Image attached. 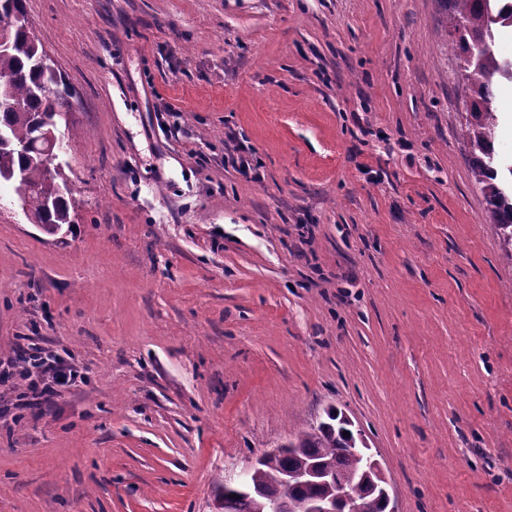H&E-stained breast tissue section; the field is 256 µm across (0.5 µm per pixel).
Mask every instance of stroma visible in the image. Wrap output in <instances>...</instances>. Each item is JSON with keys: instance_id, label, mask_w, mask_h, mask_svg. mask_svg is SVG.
I'll use <instances>...</instances> for the list:
<instances>
[{"instance_id": "stroma-1", "label": "stroma", "mask_w": 512, "mask_h": 512, "mask_svg": "<svg viewBox=\"0 0 512 512\" xmlns=\"http://www.w3.org/2000/svg\"><path fill=\"white\" fill-rule=\"evenodd\" d=\"M27 10L76 208L50 236L0 184V360L85 379L0 419V512H211L331 406L398 512H512V263L436 0ZM0 367V383L1 372L5 382L14 370L20 369L29 380V393L45 403L60 396L62 390L74 385L80 376L73 365L63 361L54 351L33 342L22 347L10 361L2 364L0 361Z\"/></svg>"}]
</instances>
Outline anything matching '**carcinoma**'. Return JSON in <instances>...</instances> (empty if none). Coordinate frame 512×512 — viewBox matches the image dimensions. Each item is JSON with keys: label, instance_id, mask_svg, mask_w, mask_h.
<instances>
[{"label": "carcinoma", "instance_id": "carcinoma-1", "mask_svg": "<svg viewBox=\"0 0 512 512\" xmlns=\"http://www.w3.org/2000/svg\"><path fill=\"white\" fill-rule=\"evenodd\" d=\"M449 11L450 46L458 61V72L469 98L467 119L461 138L471 154V172L482 194L489 223L493 224L507 260L512 262V195L507 194L501 164L495 149L498 119L492 109L494 87L503 77L512 78V63L500 57L496 39L512 19V7L501 0H436ZM0 36L10 48L0 53V181L25 187L18 195L31 223L48 234L73 222L74 200L60 168L53 164L56 153L44 143L27 153L21 147L39 133L58 131L68 121L73 105L67 85L54 67L43 62L46 51L30 27L26 0H0ZM357 440L340 419L311 424L290 436L288 446L266 457L250 473L252 486L271 496L290 501L333 497L338 503H365L383 512L377 477L362 450L349 449ZM314 465L336 474L328 485L285 483V474ZM222 488L224 512H255L253 502Z\"/></svg>", "mask_w": 512, "mask_h": 512}]
</instances>
